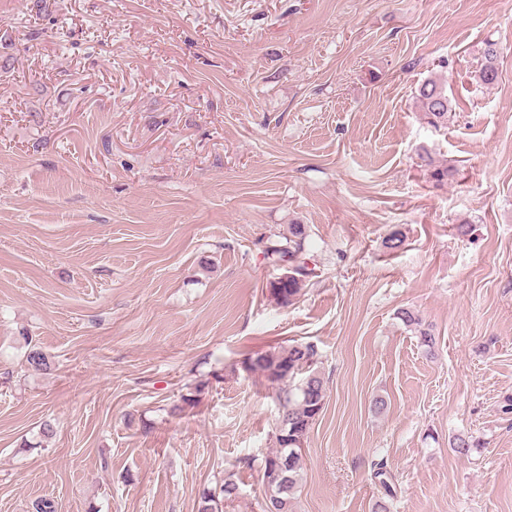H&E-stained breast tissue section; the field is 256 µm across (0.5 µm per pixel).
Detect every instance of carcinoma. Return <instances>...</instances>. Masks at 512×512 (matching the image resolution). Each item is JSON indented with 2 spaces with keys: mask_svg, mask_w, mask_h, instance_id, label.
Wrapping results in <instances>:
<instances>
[{
  "mask_svg": "<svg viewBox=\"0 0 512 512\" xmlns=\"http://www.w3.org/2000/svg\"><path fill=\"white\" fill-rule=\"evenodd\" d=\"M499 49L497 43L488 41L483 51V62L478 71V79L485 85H492L498 79ZM418 107L427 123L440 128L448 124L452 111V101L448 96L447 85L436 78L423 80L416 94ZM423 166L427 167L430 177L442 183L454 177L455 170L450 166L435 163L431 153L423 150L419 154ZM307 227L304 224L288 225V236L268 247L265 258L270 263L288 264L290 276L269 283V295L281 306L292 304L301 294L303 283L309 275L304 255L307 252ZM397 318L407 327L419 334L421 346L432 353L435 336L431 330L422 328V321L411 309L401 308ZM319 353L311 343H294L287 347L258 352L246 362L245 369L258 373L277 387L279 412L275 419L276 448L263 460L262 477H267L268 469L277 462L288 459L286 484L276 492L275 512H293L294 500L304 465L303 443L307 434L324 409L327 397L323 378L317 366ZM384 491V497L375 504V512H389L387 501L394 498L392 475L386 464L376 463L373 471Z\"/></svg>",
  "mask_w": 512,
  "mask_h": 512,
  "instance_id": "obj_1",
  "label": "carcinoma"
}]
</instances>
